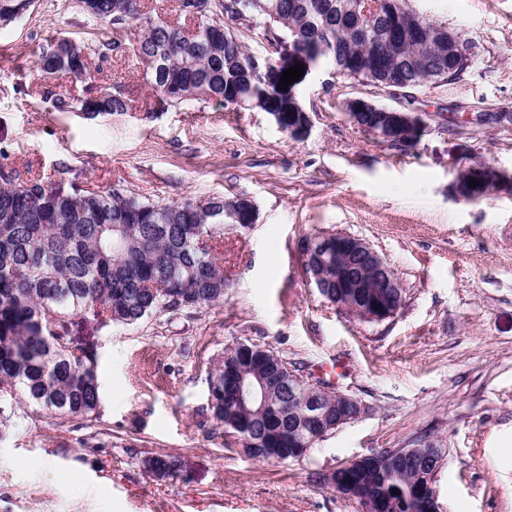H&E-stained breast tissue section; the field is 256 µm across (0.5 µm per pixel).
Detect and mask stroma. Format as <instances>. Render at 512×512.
<instances>
[{
  "mask_svg": "<svg viewBox=\"0 0 512 512\" xmlns=\"http://www.w3.org/2000/svg\"><path fill=\"white\" fill-rule=\"evenodd\" d=\"M464 41L469 67L413 89L427 124L393 146L360 131L344 105L402 97L312 69L298 88L310 115L296 141L265 112L215 100L167 102L148 85L121 28L84 14L78 0H34L0 29V170L84 188L112 186L176 203L245 197L248 229L225 227L223 300L135 325L79 319L96 356L99 403L67 420L13 405L0 434V512H362L322 478L386 448H441L435 489L444 512H512V188L476 201L449 187L461 165L512 175V0H411ZM67 34L90 76L44 81L37 59ZM123 49L101 55L103 41ZM121 92L123 112L91 118L53 109L51 96ZM368 242L405 290L391 318L367 321L322 297L299 245L312 233ZM253 343L304 376L347 362L336 392L368 412L299 459L262 462L217 428L209 379L226 349ZM174 455L187 480L147 473V456Z\"/></svg>",
  "mask_w": 512,
  "mask_h": 512,
  "instance_id": "1",
  "label": "stroma"
}]
</instances>
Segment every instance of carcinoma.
Wrapping results in <instances>:
<instances>
[{"mask_svg": "<svg viewBox=\"0 0 512 512\" xmlns=\"http://www.w3.org/2000/svg\"><path fill=\"white\" fill-rule=\"evenodd\" d=\"M94 20H132L140 36L133 55L145 68L150 86L171 104L191 99L281 114L294 124L305 111L300 99L277 89L288 70L289 51H301L318 64L359 56L357 77L388 89H408L448 80L429 60H448V44L435 33L447 24L421 18L422 53L401 57L383 52L392 12H413L410 0H389L366 15L357 0H180V11L194 6L198 30L188 39L181 27L142 11L141 0H81ZM261 30L273 47L257 72L245 51L239 27ZM40 76L88 70L81 46L67 36L43 49ZM121 92L73 102L58 98L59 112L93 109L96 114L126 111ZM200 200L176 204L143 200L112 187L89 191L43 178L5 179L0 185V398L19 397L31 412L90 417L99 402L95 355L73 344L72 318L92 315L101 323L133 325L153 314L202 308L224 297V259L218 241L224 215L197 210ZM331 300L349 295L336 287V251L320 266ZM244 375L266 382L274 409L233 398L235 380ZM297 370L279 356L239 343L224 352L211 374L218 405L212 417L224 430L251 436L252 458L288 459V452L309 439L296 411L305 396L293 389ZM144 468L175 478L180 463L172 455L143 459ZM339 493L383 502V512H425L419 496L426 487L418 450L393 458L387 448L356 468L339 469ZM397 493H392V489Z\"/></svg>", "mask_w": 512, "mask_h": 512, "instance_id": "carcinoma-1", "label": "carcinoma"}]
</instances>
